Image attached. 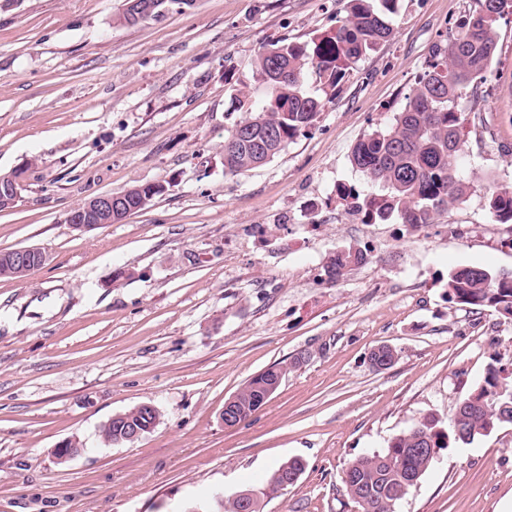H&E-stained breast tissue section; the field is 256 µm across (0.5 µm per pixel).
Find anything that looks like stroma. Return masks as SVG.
<instances>
[{"label": "stroma", "instance_id": "1", "mask_svg": "<svg viewBox=\"0 0 512 512\" xmlns=\"http://www.w3.org/2000/svg\"><path fill=\"white\" fill-rule=\"evenodd\" d=\"M345 0H195L131 26L125 0H0V252L42 268L0 278V512H187L304 473L264 512H359L341 476L424 419L448 425L489 363L512 376V319L449 302L448 273L512 274V226L489 213L512 183V15L499 60L468 88L464 177L473 189L426 231L363 223L336 196L366 190L350 162L405 103L439 32L476 0H400L394 36L350 69L314 128L269 163L224 172L225 70L252 84L265 44L330 33ZM135 184L164 191L121 223L78 231L67 211ZM368 250L337 282L336 250ZM399 356L378 371L375 347ZM303 364H295V357ZM286 368L235 428L224 403ZM161 420L107 446L113 414ZM67 439L81 453L59 465ZM395 512H512V426L449 442ZM14 250L0 253V277L24 279L29 276L30 271L40 268L46 261L45 253L37 247H26L16 250L12 261ZM22 269H27L29 272Z\"/></svg>", "mask_w": 512, "mask_h": 512}]
</instances>
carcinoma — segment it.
<instances>
[{
	"label": "carcinoma",
	"instance_id": "obj_1",
	"mask_svg": "<svg viewBox=\"0 0 512 512\" xmlns=\"http://www.w3.org/2000/svg\"><path fill=\"white\" fill-rule=\"evenodd\" d=\"M479 9L457 25L456 34H441L429 53L423 73L406 96L403 109L393 121L363 135L353 146L351 162L370 185L384 193H361L339 186L336 194L349 209L363 215L364 223L375 224L392 217L413 229L434 223L435 216L461 203L471 190L470 181L460 176L464 157L463 128L467 121L460 107L466 90L485 78L498 52L501 19L512 15V0H478ZM399 0H346V14L336 30L313 42L278 40L262 47L253 73L263 89V105L255 108L250 92L238 86L234 75L224 76L231 86V108L241 117L224 135V172L239 175L258 168L279 155L297 136L316 125L325 107L324 99L305 89L313 74L324 94L340 88L351 67L367 52L394 34L392 20ZM164 192L160 184L133 185L126 189L123 212L142 209ZM492 217L512 223V186L494 188L487 198ZM368 250L338 251L324 271L336 282L347 271L366 262ZM29 272L12 261V252L0 253V277L24 279ZM451 299L474 312L488 308L512 319V275L505 276L482 266L453 269L448 274ZM284 375L281 367L268 368L254 376L238 392L236 408L247 420L271 398L270 387ZM476 389L485 402L456 407L450 431L431 420L415 424L396 436L386 448L354 460L341 482L345 493L361 512H395L396 504L416 487L431 467L429 456L415 448L448 447L449 438L471 444L481 436L507 425L512 419V382L495 364L488 365ZM124 427L106 421L100 437L107 446L120 443ZM305 470L300 458L282 462L267 484L252 488L247 506L231 503V509L212 504L213 512H263L265 499L277 491L279 480Z\"/></svg>",
	"mask_w": 512,
	"mask_h": 512
}]
</instances>
